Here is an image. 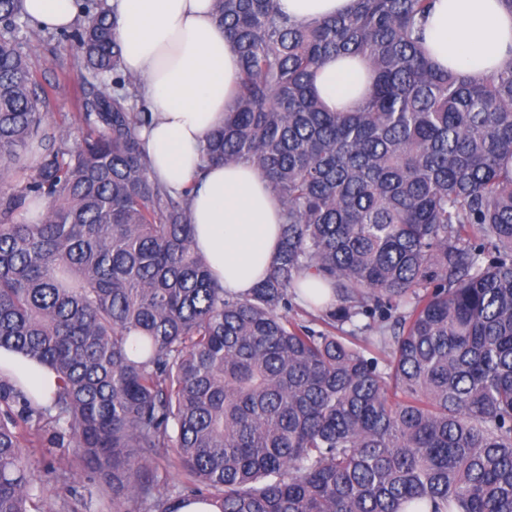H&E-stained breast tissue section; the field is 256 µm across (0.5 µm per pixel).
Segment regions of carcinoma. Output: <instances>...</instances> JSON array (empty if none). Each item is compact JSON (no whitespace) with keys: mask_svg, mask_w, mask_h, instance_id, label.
<instances>
[{"mask_svg":"<svg viewBox=\"0 0 512 512\" xmlns=\"http://www.w3.org/2000/svg\"><path fill=\"white\" fill-rule=\"evenodd\" d=\"M77 2L69 38L100 85L69 150L24 0H0V181L37 172L0 193V348L57 378L46 400L0 369V512H56L25 441L74 448L113 512L129 495L148 512H512V57L478 79L436 67L433 0L308 24L277 0H213L240 72L203 157L258 169L283 215L242 296L195 248L192 189L151 171L110 10ZM330 55L371 72L347 110L313 85ZM308 278L332 301L304 320ZM173 448L185 478L163 493Z\"/></svg>","mask_w":512,"mask_h":512,"instance_id":"carcinoma-1","label":"carcinoma"}]
</instances>
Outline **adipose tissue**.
<instances>
[{"label": "adipose tissue", "mask_w": 512, "mask_h": 512, "mask_svg": "<svg viewBox=\"0 0 512 512\" xmlns=\"http://www.w3.org/2000/svg\"><path fill=\"white\" fill-rule=\"evenodd\" d=\"M126 72L140 80L152 114L141 132L155 176L168 188L196 185L195 245L225 291L245 294L266 276L281 244V207L266 177L245 163L203 166L208 133L224 122L240 62L212 14V0H110ZM292 20L309 23L347 12L353 0H278ZM49 30L75 26V0H25ZM430 60L482 78L512 57V10L503 0H435L425 25ZM360 59L331 57L315 86L329 107L352 105L365 90Z\"/></svg>", "instance_id": "1"}]
</instances>
